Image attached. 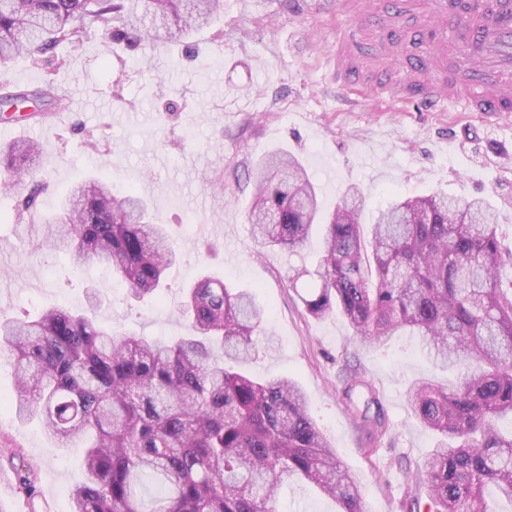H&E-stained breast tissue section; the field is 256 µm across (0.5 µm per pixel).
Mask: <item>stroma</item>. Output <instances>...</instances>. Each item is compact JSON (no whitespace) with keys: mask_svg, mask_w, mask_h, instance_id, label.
Listing matches in <instances>:
<instances>
[{"mask_svg":"<svg viewBox=\"0 0 512 512\" xmlns=\"http://www.w3.org/2000/svg\"><path fill=\"white\" fill-rule=\"evenodd\" d=\"M318 0H223L216 20L175 39L153 30L138 49L92 34L77 49L17 57L1 74L21 86L53 83L62 97L50 118L0 112V146L31 140L42 147L37 175L41 213L57 212L73 183L93 176L122 191L145 190L156 222L168 225L178 257L161 301L132 298L96 261L74 269L65 251L33 243L16 206L26 187L0 194V317L32 318L67 302L113 329L175 340L188 332L179 312L185 288L201 274L253 291L267 310L275 341L250 373L288 377L306 393L310 414L342 461L359 474L371 512H412L425 491L415 465L434 445L405 401L409 385L427 377L454 381L434 365L418 337L401 333L384 346L359 342L339 313L307 315L288 280L315 264L319 236L291 253L254 239L245 173L265 153L297 156L323 211L346 188L366 196L362 224L395 200L441 192L481 198L498 211L499 233L512 239V115L426 112L374 102L339 88L326 60L348 25L342 11L321 14ZM356 369L379 395L388 433L369 446L348 415L339 380ZM12 367L0 359V512H69L82 475L76 446L50 440L39 420L20 423L9 405ZM21 452L38 493L19 487L9 460ZM279 512H336L333 499L307 484L281 488Z\"/></svg>","mask_w":512,"mask_h":512,"instance_id":"35a3bbf8","label":"stroma"}]
</instances>
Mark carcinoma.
Segmentation results:
<instances>
[{
    "instance_id": "carcinoma-1",
    "label": "carcinoma",
    "mask_w": 512,
    "mask_h": 512,
    "mask_svg": "<svg viewBox=\"0 0 512 512\" xmlns=\"http://www.w3.org/2000/svg\"><path fill=\"white\" fill-rule=\"evenodd\" d=\"M221 0H0V65L82 46L93 33L137 48L161 23L179 36L209 25ZM0 81V107L57 98L52 90H11ZM36 143L0 147V167L33 179L19 205L31 235L67 248L74 263L96 258L136 299L158 296L176 262L174 241L135 189L81 180L58 215L36 211ZM248 221L266 247L295 251L324 226L316 264L302 272L306 313L335 311L360 341L383 346L411 329L435 364L459 369L448 389L415 380L406 395L437 443L415 475L428 512H496L484 497L495 486L512 500V245L485 200L445 194L406 198L378 213L371 234L360 215L362 191L346 189L320 214L305 168L285 152L257 165ZM78 314L57 305L32 319L0 320L16 375L12 407L19 422L39 417L46 434L84 450V480L71 512H276V492L291 480L336 501L337 512H370L361 479L339 460L313 421L308 398L286 379L259 381L246 370L266 310L248 290L205 274L183 293L189 335L175 342L117 333L99 323L96 298ZM348 410L368 434L387 427L374 395L361 410L358 372L342 376ZM20 487L37 492L34 471L18 457ZM159 495L145 504L146 481Z\"/></svg>"
}]
</instances>
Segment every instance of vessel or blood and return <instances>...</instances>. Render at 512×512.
<instances>
[{"mask_svg":"<svg viewBox=\"0 0 512 512\" xmlns=\"http://www.w3.org/2000/svg\"><path fill=\"white\" fill-rule=\"evenodd\" d=\"M371 4L352 0L353 20L331 51L337 85L356 81L374 99L431 112H512V0ZM407 17L422 52L390 37Z\"/></svg>","mask_w":512,"mask_h":512,"instance_id":"obj_1","label":"vessel or blood"}]
</instances>
